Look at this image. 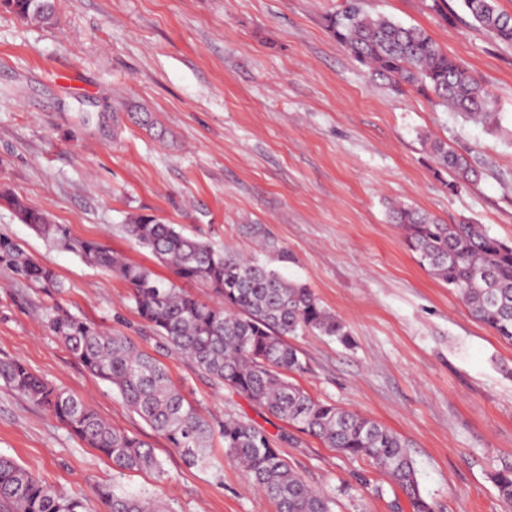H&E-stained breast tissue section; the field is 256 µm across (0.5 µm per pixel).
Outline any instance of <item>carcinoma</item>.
<instances>
[{"instance_id":"carcinoma-1","label":"carcinoma","mask_w":512,"mask_h":512,"mask_svg":"<svg viewBox=\"0 0 512 512\" xmlns=\"http://www.w3.org/2000/svg\"><path fill=\"white\" fill-rule=\"evenodd\" d=\"M471 17L497 39L512 43V15L497 0H463ZM20 18L43 27L55 22L53 0L36 7L30 0H0ZM336 41L360 64L387 78L398 90L415 89L465 117L493 127L497 114L481 79L448 56L425 30L387 17L366 14L361 0H344L330 20ZM424 144L437 171L452 172L453 188L476 181L469 156L429 137ZM18 219L57 247L123 280L140 315L161 346L192 360L220 387L242 395L297 432L321 440L345 456L368 459L389 474L409 500L412 512H433L420 495L409 443L375 419L313 398L288 380L305 363L290 336L315 333L346 342L345 324L308 286L284 279L258 258L184 234L177 224L150 215H132L124 225L138 246L149 249L175 277L204 284L215 300L203 302L174 281L126 261L94 240H75L49 214L21 198L0 193ZM392 223L416 262L456 290L470 313L512 344V244L491 236L471 220L444 224L414 207L397 204ZM0 271L59 294L55 272L30 259L9 237L0 235ZM48 326L94 376L107 382L153 431L163 435L189 466L213 465L215 439L226 458L275 503L276 512H332L333 499L312 489L288 464L276 441L260 426L229 416L218 425L203 418L166 368L127 337L106 333L59 304ZM0 380L58 418L69 431L123 471L164 475L152 446L101 418L76 395L33 373L19 358L0 359ZM499 498L512 507V467L494 476ZM106 512H160L156 502L135 492L98 489ZM0 512H86L83 499L68 496L34 478L17 460L0 455Z\"/></svg>"}]
</instances>
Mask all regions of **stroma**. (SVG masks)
I'll use <instances>...</instances> for the list:
<instances>
[{
	"instance_id": "stroma-1",
	"label": "stroma",
	"mask_w": 512,
	"mask_h": 512,
	"mask_svg": "<svg viewBox=\"0 0 512 512\" xmlns=\"http://www.w3.org/2000/svg\"><path fill=\"white\" fill-rule=\"evenodd\" d=\"M343 0H60L46 28L0 7V192L47 210L70 236L94 239L158 276L171 270L131 241L129 215L180 225L215 247L274 260L343 321L348 343L293 337L312 397L371 417L410 443L434 512H505L492 476L512 467V344L471 316L458 293L418 265L387 205L405 202L452 224L469 219L512 242V45L462 0L446 16L424 0H363L364 11L423 27L480 77L497 130L413 90L372 79L336 41ZM152 112L148 129L125 106ZM468 151L482 172L451 191L422 135ZM51 267L56 302L159 359L199 412L263 427L294 471L333 496V512H393L397 489L364 458L290 428L228 393L184 355L160 348L129 287L58 249L0 203V235ZM45 293L0 273V359L86 400L117 429L149 442L165 474L120 472L50 412L0 383V454L105 512L97 489L149 490L165 512H275L225 459L185 465L46 324Z\"/></svg>"
}]
</instances>
